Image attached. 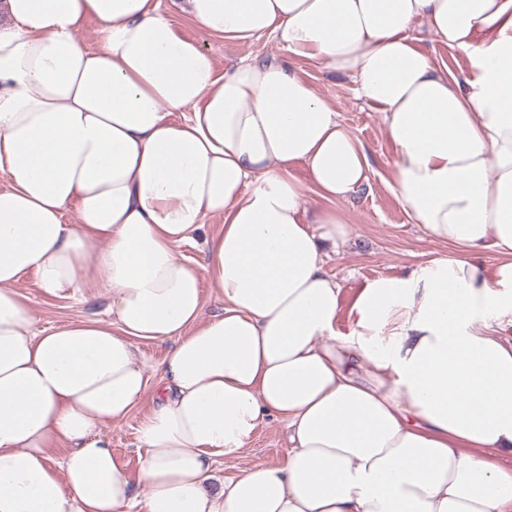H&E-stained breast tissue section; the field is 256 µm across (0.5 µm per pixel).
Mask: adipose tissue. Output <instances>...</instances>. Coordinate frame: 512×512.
<instances>
[{"instance_id": "adipose-tissue-1", "label": "adipose tissue", "mask_w": 512, "mask_h": 512, "mask_svg": "<svg viewBox=\"0 0 512 512\" xmlns=\"http://www.w3.org/2000/svg\"><path fill=\"white\" fill-rule=\"evenodd\" d=\"M0 10V512H512V470L484 455L512 447V0H184L198 40L161 0ZM265 35L287 59L220 72L202 45ZM302 58L382 113L395 196L458 252L361 288L343 359L320 248L370 165ZM209 216L199 265L181 248ZM28 274L81 303L103 285L110 318L36 330ZM140 341L168 345L158 385ZM148 396L136 491L101 429ZM271 420L285 459L212 487ZM413 35L422 38L417 44L429 52L441 66L447 67L448 74H452L460 81L468 76L469 63L467 58L462 53L450 50L447 46L437 41L427 31L425 24L417 23L414 27Z\"/></svg>"}]
</instances>
